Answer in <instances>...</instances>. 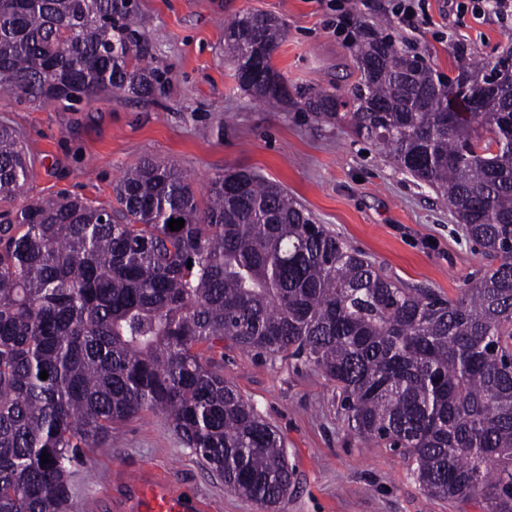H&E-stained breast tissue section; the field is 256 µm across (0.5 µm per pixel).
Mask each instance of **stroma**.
Instances as JSON below:
<instances>
[{
    "instance_id": "stroma-1",
    "label": "stroma",
    "mask_w": 512,
    "mask_h": 512,
    "mask_svg": "<svg viewBox=\"0 0 512 512\" xmlns=\"http://www.w3.org/2000/svg\"><path fill=\"white\" fill-rule=\"evenodd\" d=\"M337 0H137L143 33L164 72L149 99L104 96L82 111L0 101L31 159L20 197L0 211L61 191L102 204L126 167L146 157L172 161L204 196L224 170L249 169L284 187L318 223L340 235L393 280L456 297L488 260L446 200L339 123L294 105L259 101L234 78L222 21L243 12L281 18L287 35L274 64L290 87L349 88L359 78L351 40L334 25ZM384 0H350L352 21L447 73L512 56V19L474 18L469 0H424L426 17L407 25ZM224 377L275 425L286 442L293 484L278 512H483L423 491L408 461L349 432L321 376L236 348ZM155 469L202 498L206 512H262L228 492L223 478L186 447L172 425L145 412L87 452L72 479V512H109L122 479Z\"/></svg>"
}]
</instances>
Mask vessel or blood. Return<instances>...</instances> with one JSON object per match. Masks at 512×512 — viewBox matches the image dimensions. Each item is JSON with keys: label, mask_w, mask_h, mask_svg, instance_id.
<instances>
[{"label": "vessel or blood", "mask_w": 512, "mask_h": 512, "mask_svg": "<svg viewBox=\"0 0 512 512\" xmlns=\"http://www.w3.org/2000/svg\"><path fill=\"white\" fill-rule=\"evenodd\" d=\"M123 512H203V504L161 476L141 475L131 479L122 498Z\"/></svg>", "instance_id": "vessel-or-blood-1"}]
</instances>
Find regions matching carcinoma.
<instances>
[{
  "mask_svg": "<svg viewBox=\"0 0 512 512\" xmlns=\"http://www.w3.org/2000/svg\"><path fill=\"white\" fill-rule=\"evenodd\" d=\"M140 25L136 0H0V99L76 111L152 96L163 73ZM284 37L271 14L224 23L239 86L378 147L442 194L490 264L456 299L406 287L281 185L226 170L201 204L155 158L124 170L111 204L64 193L5 212L0 512H69L72 465L145 411L276 512L285 440L224 379L212 354L226 345L319 374L350 431L402 453L427 493L512 512V63L445 75L358 32L348 97H294L272 63ZM29 164L0 123V199L21 194Z\"/></svg>",
  "mask_w": 512,
  "mask_h": 512,
  "instance_id": "cac0c4a2",
  "label": "carcinoma"
}]
</instances>
